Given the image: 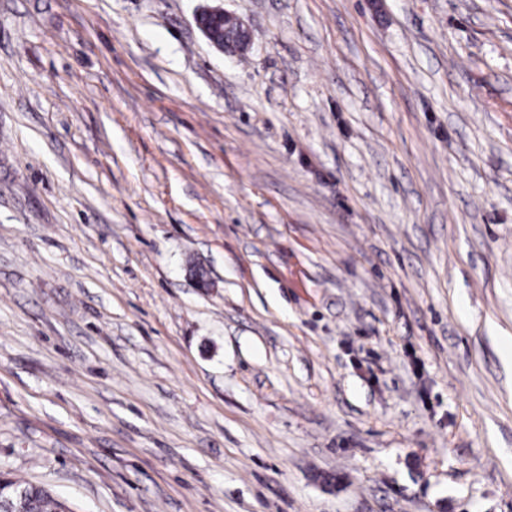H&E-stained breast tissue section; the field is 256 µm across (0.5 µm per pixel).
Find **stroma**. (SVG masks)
<instances>
[{"instance_id": "obj_1", "label": "stroma", "mask_w": 512, "mask_h": 512, "mask_svg": "<svg viewBox=\"0 0 512 512\" xmlns=\"http://www.w3.org/2000/svg\"><path fill=\"white\" fill-rule=\"evenodd\" d=\"M0 471L512 512V0H0ZM206 17L208 18H214V19H220L222 18L224 20V23L228 20H231L235 25L237 31L241 35V39L233 42H229L227 40H224L223 43H219L215 38L212 37V35L207 31L206 22L202 23V17L197 16L196 17V23L200 30L203 32L204 36L209 40L211 44H213L218 50L221 52H225L227 54H239L246 51L250 45L251 37L250 32L248 28L245 26V24L242 22L240 18L235 16L232 13L224 11L223 8H209L206 10Z\"/></svg>"}]
</instances>
